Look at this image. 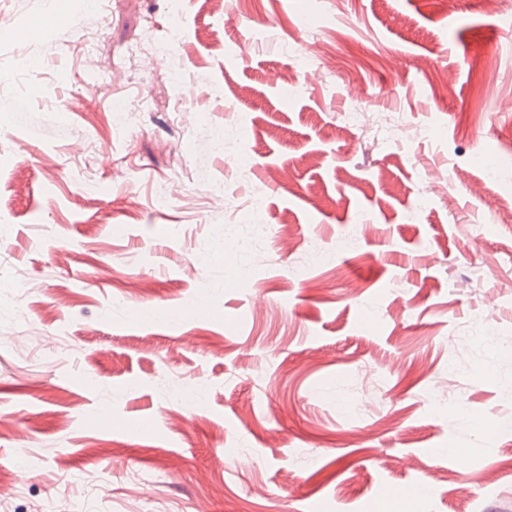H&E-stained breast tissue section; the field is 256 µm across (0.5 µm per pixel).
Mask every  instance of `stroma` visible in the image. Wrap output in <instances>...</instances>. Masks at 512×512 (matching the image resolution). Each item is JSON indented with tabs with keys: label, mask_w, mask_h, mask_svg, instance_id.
Wrapping results in <instances>:
<instances>
[{
	"label": "stroma",
	"mask_w": 512,
	"mask_h": 512,
	"mask_svg": "<svg viewBox=\"0 0 512 512\" xmlns=\"http://www.w3.org/2000/svg\"><path fill=\"white\" fill-rule=\"evenodd\" d=\"M49 2L0 0L6 512H512V0ZM149 24L181 33L160 67L129 56ZM356 107L421 136L364 139Z\"/></svg>",
	"instance_id": "obj_1"
}]
</instances>
